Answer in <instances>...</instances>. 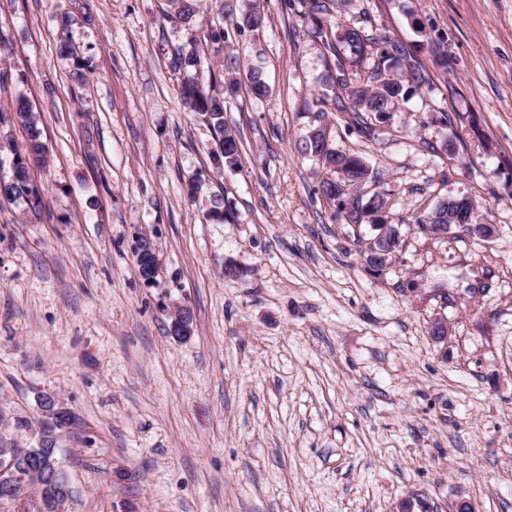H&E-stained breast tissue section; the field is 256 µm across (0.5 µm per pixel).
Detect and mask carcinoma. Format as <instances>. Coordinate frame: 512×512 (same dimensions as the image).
<instances>
[{
	"label": "carcinoma",
	"instance_id": "1",
	"mask_svg": "<svg viewBox=\"0 0 512 512\" xmlns=\"http://www.w3.org/2000/svg\"><path fill=\"white\" fill-rule=\"evenodd\" d=\"M237 2L238 0H213L218 14L235 20L234 27L237 30L242 32L261 29L264 26L263 13L252 8L239 14ZM330 2L331 0H304L307 14L316 24V33L323 29V17L330 12ZM342 46L350 52L347 59L341 56ZM325 49L336 57L335 70L328 71L326 81L346 90V96L338 95L332 99V107L340 115H348V124L366 139L374 133V125L386 121L389 112L399 100L408 98L430 83V75L411 48L387 35L377 39L358 28L345 27L333 41H325ZM371 57L374 62L367 74V81L350 85L344 63L358 66ZM173 64L184 71L198 70L200 55L196 40L191 39L176 50ZM237 91V84L232 81L217 92L213 88H206L202 80L195 77L184 82L180 91L182 101L191 111L203 116L212 126L217 144L215 155L224 158L227 166L238 165L241 153L239 134L224 124L225 96H232ZM8 118L28 128L30 137L26 147L27 157L17 158L10 181L0 182V199L31 198L34 200L33 208L37 209L40 200L30 180L28 162L42 161L47 153L38 131V113L31 105L19 99L11 116L0 113V122ZM304 149L305 153L336 173V178H327L322 182V195L345 212L347 223L370 225L376 231L375 237L382 240L380 248L388 254V261H393L402 251V240L393 237L394 226L389 221L388 199L379 193L369 198L358 195L362 183L380 179L377 169L360 154L327 147L323 133L307 136ZM454 211L455 208L440 203L433 211L412 217L411 222L416 232L438 236L447 231Z\"/></svg>",
	"mask_w": 512,
	"mask_h": 512
}]
</instances>
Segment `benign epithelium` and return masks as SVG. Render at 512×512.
Here are the masks:
<instances>
[{
	"label": "benign epithelium",
	"mask_w": 512,
	"mask_h": 512,
	"mask_svg": "<svg viewBox=\"0 0 512 512\" xmlns=\"http://www.w3.org/2000/svg\"><path fill=\"white\" fill-rule=\"evenodd\" d=\"M494 224H465L461 230L455 225H448V233L465 238L475 236L490 240L496 236ZM139 253L149 259V271L144 281L151 282L159 270V261L149 242L140 245ZM171 328L176 338L186 339L194 332L193 313L187 306H177L171 311ZM76 422L75 414L56 396L46 394L40 398V414L35 422L33 435L36 445L23 446L16 441L0 438V497L9 503H32L35 512H45L46 503L37 494L41 482L56 487L59 496L54 504V512H62L68 499L69 479L62 470L57 459L56 431ZM20 459L33 462L34 468L29 470L33 479L28 480L25 474L16 469Z\"/></svg>",
	"instance_id": "1"
}]
</instances>
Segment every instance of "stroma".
Returning a JSON list of instances; mask_svg holds the SVG:
<instances>
[{"label":"stroma","instance_id":"1","mask_svg":"<svg viewBox=\"0 0 512 512\" xmlns=\"http://www.w3.org/2000/svg\"><path fill=\"white\" fill-rule=\"evenodd\" d=\"M257 3L265 27L235 35L212 0L188 23L170 0H0V111L27 99L48 150L39 214L0 201V434L33 445L41 395L71 408L63 512H512V0H336L325 17L330 35L403 40L433 78L371 138L326 119L337 150L382 170L406 242L377 278L371 226L321 197L329 171L301 152L336 59L302 0ZM192 37L238 83L239 166L218 169L180 100L172 57ZM462 196L495 240L408 228ZM171 328L174 337L186 339L192 336L194 332L193 313L187 306H176L170 313Z\"/></svg>","mask_w":512,"mask_h":512}]
</instances>
